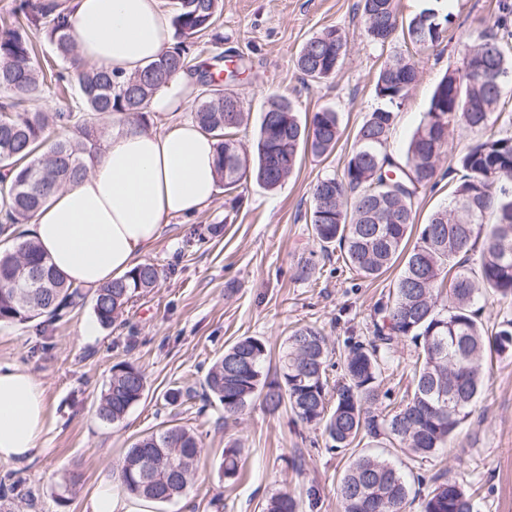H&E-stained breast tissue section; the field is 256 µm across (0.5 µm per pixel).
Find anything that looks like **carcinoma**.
I'll use <instances>...</instances> for the list:
<instances>
[{
    "label": "carcinoma",
    "mask_w": 512,
    "mask_h": 512,
    "mask_svg": "<svg viewBox=\"0 0 512 512\" xmlns=\"http://www.w3.org/2000/svg\"><path fill=\"white\" fill-rule=\"evenodd\" d=\"M400 0H359L364 35L381 46L400 37L413 46L433 48L442 39L445 16L424 10L399 21ZM73 7L63 0H15L14 21L0 27V235L7 238L19 224H29L49 196L84 179L89 160L103 147L99 119L120 113L136 125H150V102L159 88L179 73L196 78L200 129L216 140V166L227 190L248 178L273 191L296 168L300 151L329 157L341 139L338 113L315 112L302 122L291 100L271 96L263 104L254 153L243 150L233 131L246 120L243 100L228 88L237 72H224L223 55L196 64L199 40L224 41L217 23L223 0H171L174 44L156 61L119 81L93 65L75 66ZM36 30L53 47L60 65L46 74L30 38ZM345 31L329 27L307 39L295 67L309 81L336 76L348 52ZM487 50L485 70L471 68L469 58ZM512 77V0H495L491 30L465 47L461 69H449L433 89L405 150H387L396 119L392 106L408 98L418 71L411 54H396L380 65L375 96L387 103L371 112L356 131L339 177L319 179L312 190L310 224L323 252L339 250L358 274L379 278L399 272L381 307L382 324L373 338L356 342L336 365L330 381L333 349L321 331L295 328L280 353L276 376L268 377L270 351L264 338L244 336L224 349L209 367L204 384L224 409V420H237L256 401L274 415L289 410L297 420L321 427L330 449L359 446L366 439L384 443L411 457H427L470 417L485 386L483 362L512 351V320L490 328L474 309L480 299L512 302V135L493 132L502 115V88L487 71ZM63 93L75 84L65 111L35 106L47 80ZM480 132L448 170L453 183L448 204L419 226L414 243L413 200L433 187L446 147L441 134L450 127ZM480 251H475L477 242ZM163 272L143 262L130 274L99 289L93 313L104 329L124 315L133 298L158 286ZM83 300L82 289L67 283L31 239L0 252V325L38 323L47 329L62 312ZM411 341L417 356L413 389L406 404L387 414L371 405L382 397V373L395 344ZM146 378L135 365L112 366L97 405L99 419L119 424L144 397ZM200 443L183 426L147 434L130 448L113 470L114 481L128 496L163 504L193 485ZM241 449H224V478L241 473ZM426 494L412 491L397 466L372 453L358 455L337 486L344 512H405L409 497L420 499V512H473L472 493L438 472ZM288 493L271 496L264 512H298Z\"/></svg>",
    "instance_id": "1"
}]
</instances>
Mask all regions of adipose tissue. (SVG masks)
Wrapping results in <instances>:
<instances>
[{"instance_id":"adipose-tissue-1","label":"adipose tissue","mask_w":512,"mask_h":512,"mask_svg":"<svg viewBox=\"0 0 512 512\" xmlns=\"http://www.w3.org/2000/svg\"><path fill=\"white\" fill-rule=\"evenodd\" d=\"M80 63L134 74L173 45L163 0H71ZM115 125L82 181L51 196L31 237L65 280L89 296L141 264L169 218L192 216L219 191L214 139L196 122L163 130ZM46 392L0 363V461L23 466L46 446Z\"/></svg>"}]
</instances>
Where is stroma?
<instances>
[{
	"instance_id": "stroma-1",
	"label": "stroma",
	"mask_w": 512,
	"mask_h": 512,
	"mask_svg": "<svg viewBox=\"0 0 512 512\" xmlns=\"http://www.w3.org/2000/svg\"><path fill=\"white\" fill-rule=\"evenodd\" d=\"M495 0H402L401 16L422 10L451 17L440 52L423 49L415 61L418 78L388 141L401 152L426 111L431 93L447 69L459 68L464 47L494 22ZM220 47L225 60L244 62L234 89L249 120L237 138L253 150L263 102L288 96L298 115L308 118L329 107L338 112L341 139L328 158L304 154L281 188L256 182L236 190L240 201L222 191L192 218H170L146 259L163 270L160 284L136 298L122 323L93 339L80 334L91 319L84 301L48 330L35 325L0 328V362L32 373L47 394V446L22 468L0 462V477L12 474L31 495L12 500L11 512H83L99 483L140 436L172 426L192 429L201 456L192 489L166 505L130 500L136 512H263L274 494L291 492L300 512H342L336 485L349 452H328L322 429L272 416L252 406L236 423L225 421L216 399L205 394L204 379L226 346L244 336L263 337L278 359L293 327L311 325L336 351L347 340H367L380 317L377 308L393 286L394 273L377 279L357 275L339 253L323 254L309 224L311 187L317 179L341 175L354 135L380 100L373 84L389 55L407 51L403 40L379 46L363 33L357 0H223ZM328 26L349 33L348 53L335 77L308 85L294 65L307 38ZM314 256L310 274L301 260ZM413 347L403 342L383 375L390 396L378 409L411 392ZM129 362L141 368L147 388L142 401L117 425L100 421L96 407L112 367ZM488 378L472 416L436 457L404 460V469L448 479L475 490L476 512H512V353L487 363ZM181 389L169 402L166 393ZM242 450L244 474L225 480L226 445ZM78 483L66 490L69 476ZM315 497H308V490Z\"/></svg>"
}]
</instances>
